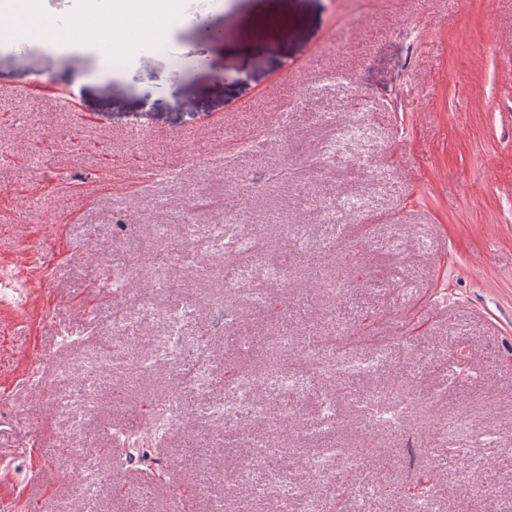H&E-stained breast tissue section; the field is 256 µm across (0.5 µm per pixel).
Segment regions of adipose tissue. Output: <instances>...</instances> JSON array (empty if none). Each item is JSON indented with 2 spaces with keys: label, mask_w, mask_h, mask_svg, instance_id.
<instances>
[{
  "label": "adipose tissue",
  "mask_w": 512,
  "mask_h": 512,
  "mask_svg": "<svg viewBox=\"0 0 512 512\" xmlns=\"http://www.w3.org/2000/svg\"><path fill=\"white\" fill-rule=\"evenodd\" d=\"M19 11L13 12V31L26 40L54 39L55 35L35 10L34 0H18ZM178 19L174 6L157 11L154 0H113L109 13L90 9L81 13L65 30L62 40L91 35L96 41H112L114 49L122 50L133 41H148L165 36Z\"/></svg>",
  "instance_id": "adipose-tissue-1"
}]
</instances>
